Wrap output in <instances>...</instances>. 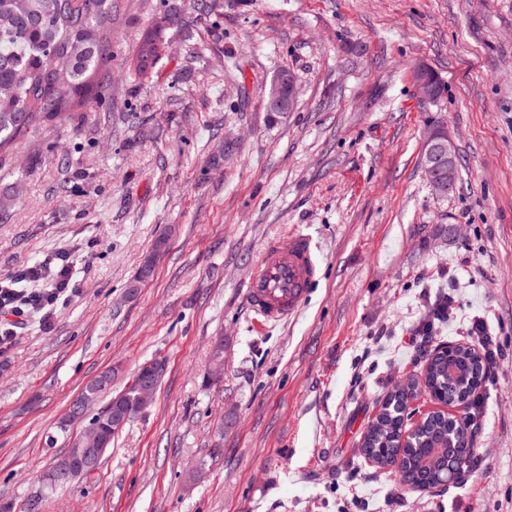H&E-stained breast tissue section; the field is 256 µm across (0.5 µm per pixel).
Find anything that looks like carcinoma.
<instances>
[{
  "mask_svg": "<svg viewBox=\"0 0 512 512\" xmlns=\"http://www.w3.org/2000/svg\"><path fill=\"white\" fill-rule=\"evenodd\" d=\"M162 38L139 40L129 60L131 75L146 78L162 60ZM112 61V0H0V154L22 138H33L51 124L66 127L85 120L78 108L102 98V66ZM456 372L448 358L427 355L419 370L404 378L379 403L363 432L360 450L376 468L393 471L400 484L438 488L473 469L477 432L471 425L476 394L490 378L484 353L466 345L454 350ZM105 385L89 381L81 397L96 413L88 426L109 434L112 426V372ZM440 395L443 404L471 401L458 421L443 411L428 414L406 433L408 402L422 393Z\"/></svg>",
  "mask_w": 512,
  "mask_h": 512,
  "instance_id": "carcinoma-1",
  "label": "carcinoma"
}]
</instances>
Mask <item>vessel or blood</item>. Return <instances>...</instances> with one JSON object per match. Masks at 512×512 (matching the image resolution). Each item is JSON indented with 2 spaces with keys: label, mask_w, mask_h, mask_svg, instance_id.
<instances>
[{
  "label": "vessel or blood",
  "mask_w": 512,
  "mask_h": 512,
  "mask_svg": "<svg viewBox=\"0 0 512 512\" xmlns=\"http://www.w3.org/2000/svg\"><path fill=\"white\" fill-rule=\"evenodd\" d=\"M317 279L318 266L306 236L293 235L285 242L270 241L252 273L250 305L266 320H288Z\"/></svg>",
  "instance_id": "vessel-or-blood-1"
}]
</instances>
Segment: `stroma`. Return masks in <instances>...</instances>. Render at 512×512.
I'll use <instances>...</instances> for the list:
<instances>
[{"instance_id":"obj_1","label":"stroma","mask_w":512,"mask_h":512,"mask_svg":"<svg viewBox=\"0 0 512 512\" xmlns=\"http://www.w3.org/2000/svg\"><path fill=\"white\" fill-rule=\"evenodd\" d=\"M163 0H112L109 90L88 123L44 128L0 161V278L59 251L67 302L16 324L0 351V505L25 512H512V0H240L184 8L148 81L125 59ZM443 80L426 103L416 66ZM299 95L279 124L280 68ZM443 120L461 182L436 197L420 162ZM240 148L225 155L226 135ZM308 236L321 275L296 316L249 305L264 245ZM166 238L153 278L125 286ZM433 344L487 321L497 349L477 466L440 489L361 457L377 404ZM224 368L203 388L216 338ZM164 364L152 403L99 468L54 490L70 402Z\"/></svg>"}]
</instances>
